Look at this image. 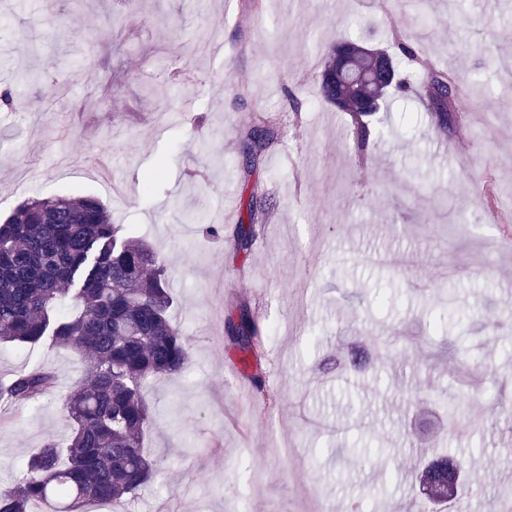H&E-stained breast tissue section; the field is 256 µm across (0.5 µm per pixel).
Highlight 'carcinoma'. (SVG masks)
Here are the masks:
<instances>
[{
	"instance_id": "1",
	"label": "carcinoma",
	"mask_w": 512,
	"mask_h": 512,
	"mask_svg": "<svg viewBox=\"0 0 512 512\" xmlns=\"http://www.w3.org/2000/svg\"><path fill=\"white\" fill-rule=\"evenodd\" d=\"M392 11L420 13L432 0H386ZM418 36L397 43L408 61L418 59ZM351 48L349 75L331 84L336 52ZM323 99L346 113L358 150L372 136L369 117L392 91H406L393 57L350 40L329 49L317 77ZM455 89L446 71L431 73L426 105L444 125V96ZM273 122L257 119L242 140L247 156L273 142ZM256 225L236 224V251L252 249ZM169 280L146 243L122 233L108 206L90 195L28 199L0 219V343L72 349L90 359L64 402L72 424L64 446L49 439L28 456L22 476L0 490V512H87L86 506L124 504L146 484L157 462L144 451L151 409L146 380L179 373L190 343L172 322ZM225 338L252 357L250 375L260 398L275 400L261 368L266 327L247 304L224 322ZM55 375L32 369L0 380V406L37 402L55 392Z\"/></svg>"
}]
</instances>
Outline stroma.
I'll list each match as a JSON object with an SVG mask.
<instances>
[{
    "instance_id": "1",
    "label": "stroma",
    "mask_w": 512,
    "mask_h": 512,
    "mask_svg": "<svg viewBox=\"0 0 512 512\" xmlns=\"http://www.w3.org/2000/svg\"><path fill=\"white\" fill-rule=\"evenodd\" d=\"M434 8L424 29L404 24L423 63L401 70L413 86L452 71L456 120L440 127L417 92L391 94L363 154L317 74L336 36L385 47L380 0L258 13L250 0H0V86L19 101L0 108V216L98 195L155 249L191 343L180 373L145 384L161 471L124 512H429L411 480L427 455L461 462L462 512H490L512 485V411L490 409L512 402V7ZM26 69L44 85H22ZM475 80L486 98L465 93ZM259 115L278 136L246 163L239 140ZM255 197L269 207L249 253L206 235ZM243 303L271 329L270 408L224 337ZM87 365L0 345L1 377L57 378L53 397L0 417V489L46 439H67L63 400ZM432 390L474 395L464 432H444Z\"/></svg>"
}]
</instances>
